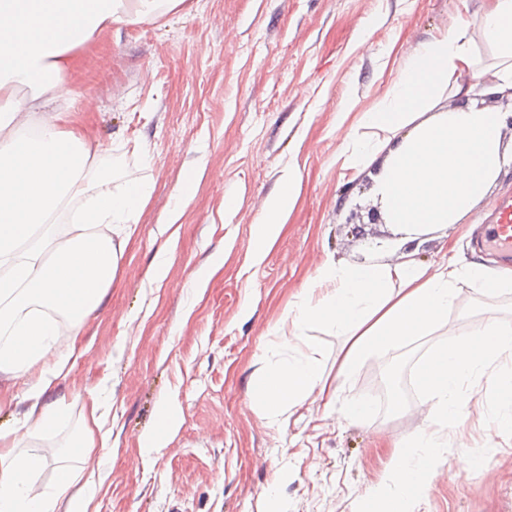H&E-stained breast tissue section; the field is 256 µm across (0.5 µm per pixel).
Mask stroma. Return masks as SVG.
<instances>
[{
    "instance_id": "35a3bbf8",
    "label": "stroma",
    "mask_w": 512,
    "mask_h": 512,
    "mask_svg": "<svg viewBox=\"0 0 512 512\" xmlns=\"http://www.w3.org/2000/svg\"><path fill=\"white\" fill-rule=\"evenodd\" d=\"M485 4L185 0L78 49L60 103L91 140L106 145L120 131L136 143L104 154L103 167L135 173L150 196L55 383L66 420L26 442L55 451L39 486L51 489L72 464L92 394L112 431L96 512H356L387 482L390 447L421 427L424 400L400 416L346 421L313 395L281 423L256 406L254 386L295 356L288 309L325 259L356 262L380 242L395 260L387 225L365 240L351 233L350 217L374 206L369 174L344 168L366 133L358 120L385 100L411 52L455 21L477 23ZM291 181L295 202L259 245L264 204ZM161 255L168 272L157 283ZM464 297L425 345L489 316L512 320V292ZM489 386L482 376L464 423L448 428V452L414 512H512V437L485 421ZM167 399L180 424L165 448L143 454L140 438Z\"/></svg>"
}]
</instances>
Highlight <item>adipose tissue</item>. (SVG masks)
I'll return each mask as SVG.
<instances>
[{"mask_svg": "<svg viewBox=\"0 0 512 512\" xmlns=\"http://www.w3.org/2000/svg\"><path fill=\"white\" fill-rule=\"evenodd\" d=\"M184 0H0V376L28 377L22 422L0 431V512H89L106 475L62 470L52 491L36 473L45 454L23 451L31 433L66 414L44 397L64 371L81 323L98 310L121 255L119 237L136 223L149 187L116 181L101 166V146L57 110L76 48L114 26L176 12ZM490 47L478 60L475 42ZM502 96L505 107L484 105ZM384 140L365 145L362 165L379 164L373 197L396 235L397 262L327 260L290 313L300 356L267 372L255 386L267 417L288 419L312 394L333 404L309 343L315 327L334 328L344 344L336 374H352L369 357L433 334L460 305L464 289L512 291V270L462 263L455 249L426 262L410 241L463 223L499 178L512 173V0H489L476 28L454 23L421 44L390 96L360 119ZM102 403L91 399L71 452L110 455Z\"/></svg>", "mask_w": 512, "mask_h": 512, "instance_id": "adipose-tissue-1", "label": "adipose tissue"}]
</instances>
